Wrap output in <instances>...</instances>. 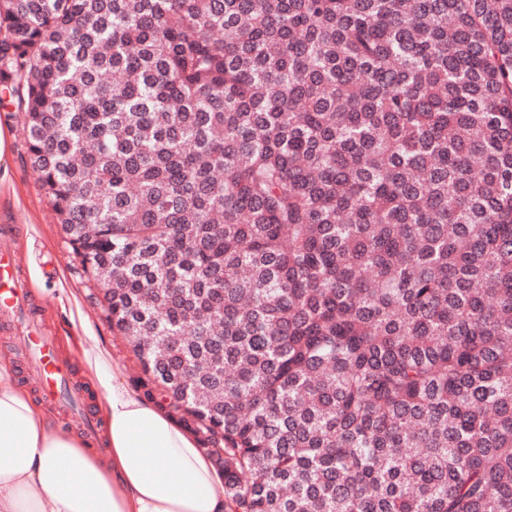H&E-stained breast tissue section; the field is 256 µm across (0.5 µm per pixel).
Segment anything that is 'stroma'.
Masks as SVG:
<instances>
[{
  "label": "stroma",
  "instance_id": "stroma-1",
  "mask_svg": "<svg viewBox=\"0 0 512 512\" xmlns=\"http://www.w3.org/2000/svg\"><path fill=\"white\" fill-rule=\"evenodd\" d=\"M0 127L10 135V160L0 179V233H11L17 274L31 305L40 313L45 332L56 337L58 358L82 392L88 413L99 416V392L85 373V350L107 346L129 382L138 373L136 358L124 338L113 335L100 307L90 299L71 249L54 222L51 204L26 162L19 126L0 112ZM0 356L12 361L19 383L33 399H40L39 378L24 339L14 323L2 319Z\"/></svg>",
  "mask_w": 512,
  "mask_h": 512
}]
</instances>
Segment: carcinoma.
<instances>
[{
  "mask_svg": "<svg viewBox=\"0 0 512 512\" xmlns=\"http://www.w3.org/2000/svg\"><path fill=\"white\" fill-rule=\"evenodd\" d=\"M0 108L224 512H512V0H0Z\"/></svg>",
  "mask_w": 512,
  "mask_h": 512,
  "instance_id": "carcinoma-1",
  "label": "carcinoma"
}]
</instances>
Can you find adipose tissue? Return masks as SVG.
Here are the masks:
<instances>
[{
  "mask_svg": "<svg viewBox=\"0 0 512 512\" xmlns=\"http://www.w3.org/2000/svg\"><path fill=\"white\" fill-rule=\"evenodd\" d=\"M106 454H88L0 360V512H224V479L196 438L124 381L108 349L85 358Z\"/></svg>",
  "mask_w": 512,
  "mask_h": 512,
  "instance_id": "1",
  "label": "adipose tissue"
}]
</instances>
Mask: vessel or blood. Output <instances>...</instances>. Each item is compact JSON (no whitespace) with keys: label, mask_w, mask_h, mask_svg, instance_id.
I'll list each match as a JSON object with an SVG mask.
<instances>
[{"label":"vessel or blood","mask_w":512,"mask_h":512,"mask_svg":"<svg viewBox=\"0 0 512 512\" xmlns=\"http://www.w3.org/2000/svg\"><path fill=\"white\" fill-rule=\"evenodd\" d=\"M15 260L9 246L0 247V316L24 318L27 321L25 343L35 354L34 368L41 382V394L47 402L61 401L60 390L65 373L58 365L55 354V337L45 335L35 320L28 317V304L21 294L15 272Z\"/></svg>","instance_id":"obj_1"}]
</instances>
